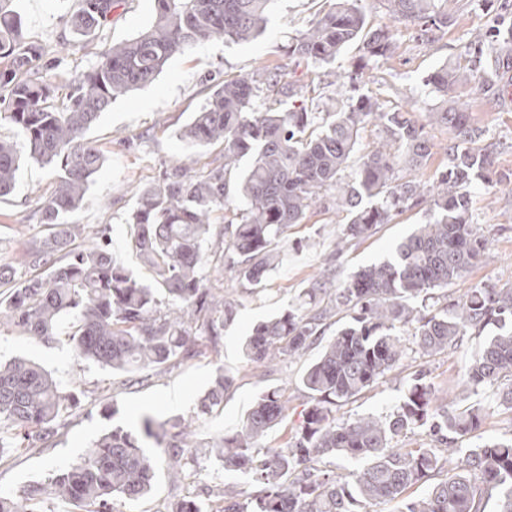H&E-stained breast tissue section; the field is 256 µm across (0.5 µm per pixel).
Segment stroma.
Here are the masks:
<instances>
[{"label": "stroma", "instance_id": "35a3bbf8", "mask_svg": "<svg viewBox=\"0 0 512 512\" xmlns=\"http://www.w3.org/2000/svg\"><path fill=\"white\" fill-rule=\"evenodd\" d=\"M496 3L448 0L451 21L427 45L415 39L410 25L389 17L383 0H359L370 25L388 27L397 46L393 57L380 60L368 72L366 91L376 95L385 109L411 108L416 117H424L435 103L424 78L446 62H466V45L485 28ZM330 4L331 0H271L267 27L255 39L245 43L220 39L201 43L175 55L152 84L117 99L86 133L87 139L102 149L105 160L83 203L65 215V223L84 225L91 232L105 229L113 255L140 280L151 282L152 275L141 264L132 243L133 227L127 222L135 207L136 190L152 184L187 152L178 132L206 103L213 77L243 76L263 66L278 67L286 80L320 83L319 104L328 107L337 96L334 77L352 70L360 56L358 46L349 47L333 65L324 68L290 59L288 45ZM11 6L21 14L28 40L41 46L48 57L58 58L54 82L60 101L66 97L72 74L96 66L112 45L136 36L154 16V0H121L103 30L65 50L61 43L69 33L63 19L77 10L78 0H11ZM459 94L471 105L472 123L484 129V144L494 145L495 164L486 182L471 191L476 231L485 241V251L462 280L445 288V295L451 299L476 286L512 287V105L496 103L492 93L484 91L477 81L460 88ZM54 178L51 167L22 164L15 190L0 198V260H16L46 234L35 213L51 192ZM425 221L423 207L406 209L371 237L350 241L338 254L334 248L343 234L344 217L328 201L313 207L303 223L288 228L284 261L263 288L249 290L224 274H216L217 284L237 308L235 321L225 328L219 348L200 347L194 357L161 372L118 374L95 362L77 359L64 325L59 328L57 340L49 345L1 330V361L24 357L37 362L61 389L78 398L79 406L47 443L6 449L0 460V491L16 492L29 483L46 480L57 468L80 461L85 451L112 428L137 430L146 414L161 421L194 417L193 428L202 447L190 478L177 482L167 469H160L150 494L138 501L117 502L118 512H165L170 501L206 490L217 492L227 485L252 490L249 476L225 471L208 453L207 446L238 430L255 398L265 389L279 386L288 391V414L261 439L260 445L283 447L307 403L300 378L319 357L322 347L313 345L302 356L283 360L266 372L245 357L244 339L260 321L295 303L328 255L336 257L337 281L347 280L359 268L386 259L395 243ZM496 332L492 325L482 332H468L451 351L436 356L424 355L415 345H408L406 356L392 371L356 399L334 408L337 421L391 412L412 379L421 373L440 402L457 398L462 405L487 409L482 440L511 442L512 412L496 405L498 385L468 387L462 382V371L471 356ZM219 366L233 379L224 404L209 415L195 417L198 400ZM176 387L185 393L178 403L169 398Z\"/></svg>", "mask_w": 512, "mask_h": 512}]
</instances>
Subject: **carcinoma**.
<instances>
[{
  "label": "carcinoma",
  "instance_id": "1",
  "mask_svg": "<svg viewBox=\"0 0 512 512\" xmlns=\"http://www.w3.org/2000/svg\"><path fill=\"white\" fill-rule=\"evenodd\" d=\"M9 2L0 0V121L16 130L19 141H0V197L12 193L23 159L53 167L56 181L40 209V223L52 232L15 262L0 261V288L6 289L0 326L50 344L60 321L72 315L77 357L114 373L156 370L189 358L202 340L217 347L224 327L235 320L236 306L208 286L205 244L210 216L229 208L236 178L242 209L225 221L216 246L224 271L254 289L281 264L288 226L302 223L331 190L336 210L346 213L344 236L351 240L371 236L409 207L422 205L430 216L384 261L361 268L337 287L334 269H325L299 303L253 328L244 352L269 365L322 340L327 320L343 312L349 316L304 371L310 400L286 447L259 448L264 434L287 416L288 401L279 388L261 392L240 430L213 444L224 470L250 474L260 490L246 496L228 486L211 497L174 501L167 512H372L373 506L399 499L402 512H482V500L494 494L498 512H512V441L453 448L455 459L423 443L392 445L416 430L441 444L454 443L478 431L487 411L440 410L438 396L418 375L390 414L346 422L333 414V407L400 363L404 331L434 355L470 329L497 325L499 332L465 366L463 380L478 386L512 377V329H505L512 321V288H470L461 300L441 307L417 305L432 290L463 278L484 253L474 230L470 188L484 180L494 151L479 145L484 132L455 95L479 70L447 63L427 75L436 103L426 118L451 134L448 167L427 181L400 182L397 169L422 167L432 145L410 111L388 112L378 98L360 92L365 69L392 57L396 44L388 30L368 27L358 0H332L328 11L292 39L288 57L330 65L349 46L362 43L365 55L339 82L358 93L355 103L319 112L305 96L307 85L284 81L277 68L216 81L179 137L192 147L224 146V164L199 177L187 155L138 191L129 221L138 256L152 273L148 284L112 255L106 240L71 247L83 227L64 224L61 217L81 205L104 163L102 150L85 133L116 99L152 83L174 55L204 41L240 43L258 36L270 0H154L150 26L113 45L97 67L71 80L61 106L52 103L51 63L41 47L27 41L21 16ZM439 2L385 0L389 15L411 24L415 38L426 43L451 21ZM115 6L116 0H80L67 21L70 33L84 37L107 25ZM498 9L469 44L470 56L486 64L495 87L512 70V4L503 0ZM369 124L379 127L381 140L346 181L350 158ZM245 158L250 164L241 174ZM323 295L329 296L325 306ZM230 384L224 368L217 367L197 414L224 403ZM75 406L35 363H0V449L48 440ZM190 423L145 415L136 431L117 426L79 462L17 493H0V512H43L51 496L78 512H115L117 501L140 500L152 489L157 459L145 448L149 441L162 449L170 475L183 481L201 447ZM336 456L362 460L364 466L347 478L321 466ZM417 484L425 486L422 495L404 497Z\"/></svg>",
  "mask_w": 512,
  "mask_h": 512
}]
</instances>
